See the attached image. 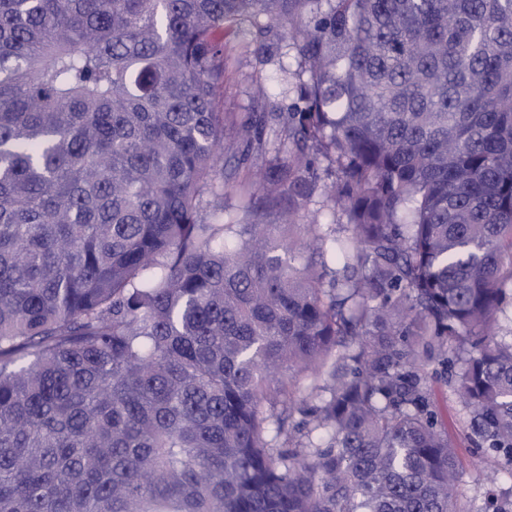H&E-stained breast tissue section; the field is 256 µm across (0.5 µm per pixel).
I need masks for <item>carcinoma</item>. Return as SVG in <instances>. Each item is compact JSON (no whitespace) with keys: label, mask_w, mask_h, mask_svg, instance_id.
Returning <instances> with one entry per match:
<instances>
[{"label":"carcinoma","mask_w":512,"mask_h":512,"mask_svg":"<svg viewBox=\"0 0 512 512\" xmlns=\"http://www.w3.org/2000/svg\"><path fill=\"white\" fill-rule=\"evenodd\" d=\"M509 305L512 0H0V512H475L425 358L512 463ZM288 43V38L283 40L279 51L263 65L257 64L251 55L244 53L237 42L229 43L236 45V50L231 53L224 88L218 96L219 111L224 112L226 119H240L255 109L265 112L285 111L297 82V63ZM257 71L269 88L267 96L262 100L253 96L252 75Z\"/></svg>","instance_id":"obj_1"}]
</instances>
